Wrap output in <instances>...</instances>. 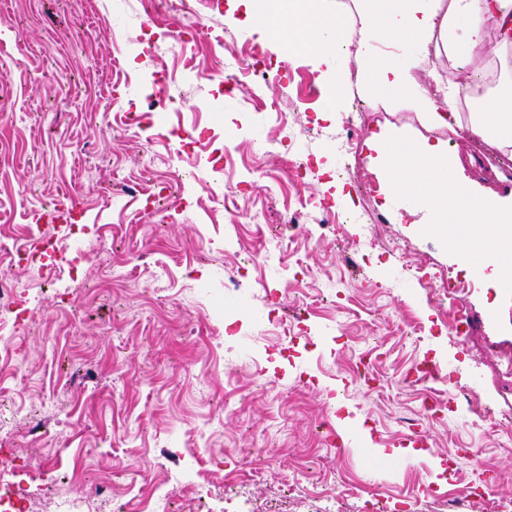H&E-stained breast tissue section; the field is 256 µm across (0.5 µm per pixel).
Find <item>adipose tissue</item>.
I'll return each mask as SVG.
<instances>
[{
  "instance_id": "ef3b65f1",
  "label": "adipose tissue",
  "mask_w": 512,
  "mask_h": 512,
  "mask_svg": "<svg viewBox=\"0 0 512 512\" xmlns=\"http://www.w3.org/2000/svg\"><path fill=\"white\" fill-rule=\"evenodd\" d=\"M361 2L360 22L353 25L328 13L325 0H277L254 26L258 45L263 50L272 45L280 51L289 46H308L315 37H327L321 63L324 80L333 85L339 83L340 75L332 69L330 58L346 50L357 27L422 42L440 36L449 58L461 69L469 56L484 50L483 24L491 18L501 31L495 53L503 72L512 71V0H448L444 9L439 0H393V8L385 15L380 12L381 0ZM415 104L429 126H464L498 150L512 148V103L504 104L501 97L489 99L482 111L466 115L438 111L424 96L416 97Z\"/></svg>"
}]
</instances>
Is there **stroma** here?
I'll return each instance as SVG.
<instances>
[{
	"label": "stroma",
	"instance_id": "obj_1",
	"mask_svg": "<svg viewBox=\"0 0 512 512\" xmlns=\"http://www.w3.org/2000/svg\"><path fill=\"white\" fill-rule=\"evenodd\" d=\"M193 4L254 47L245 5ZM181 24L165 0H0V238L65 192L86 211L43 278L0 253V280L32 290L12 343L25 363L0 367V428L14 442L0 458L35 476L32 512H55L63 485L118 512L193 462L212 512H307L310 492L335 512L370 494L388 512H438L425 487L452 495L450 470L474 487L512 474L495 426L512 412L498 355L512 351V297L423 225L396 222L422 207L386 196L369 138L443 141L490 195L512 191L506 162L367 84L357 45L334 58L340 87L321 82L312 47L220 86L202 77L215 60L205 45L172 39ZM365 51L415 56L422 88L448 75L445 52L428 62L405 38ZM356 99L373 122L346 163L329 136ZM304 158L299 180L290 164ZM292 199L311 201L305 221ZM319 201L365 221L321 223ZM234 211L262 218L236 229ZM419 268L468 282L467 323L433 303ZM425 362L446 383L414 382ZM436 400L448 408L421 420L412 453L406 423ZM353 428L366 448L344 445Z\"/></svg>",
	"mask_w": 512,
	"mask_h": 512
}]
</instances>
